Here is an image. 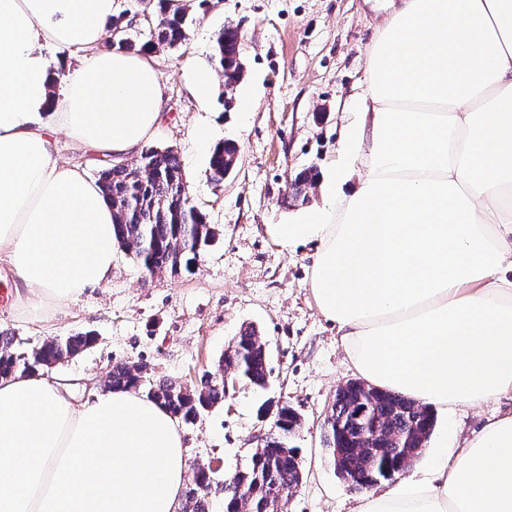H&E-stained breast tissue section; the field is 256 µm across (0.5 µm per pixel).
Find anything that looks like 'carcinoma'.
I'll return each instance as SVG.
<instances>
[{
  "instance_id": "carcinoma-1",
  "label": "carcinoma",
  "mask_w": 512,
  "mask_h": 512,
  "mask_svg": "<svg viewBox=\"0 0 512 512\" xmlns=\"http://www.w3.org/2000/svg\"><path fill=\"white\" fill-rule=\"evenodd\" d=\"M150 22L145 40L136 43L127 37L129 26L125 12H120L115 24L118 34L113 43L121 49L141 52L156 48L172 49L187 40L189 9L171 8V0H153L149 5ZM242 34L238 26L229 24L221 30L214 45L212 62L222 76L233 74L241 59ZM234 147L225 141L214 146L208 168V179L219 186L224 183L226 164ZM143 162L134 168L120 162H109L98 171V181L112 201L119 216L115 225L118 247L142 243L134 254L137 264L150 274L174 272L175 260L180 268L191 272L203 251L212 243L217 231L205 221V216L191 201L185 187L183 166L177 151L148 147L141 153ZM90 331L76 332L63 339H52L39 346L26 348L15 334L0 330V375L15 372L30 373L40 368L49 369L61 360L76 355L93 345ZM233 358L240 379L263 389L270 376L268 358L259 349V336L251 324L241 326L233 338ZM110 388L143 391L146 397L165 407L169 413L186 423L196 415L224 403V388L204 383L189 390L166 379L148 380L146 367L135 373L130 363L121 362L112 367ZM366 407L382 423V432L376 438L377 449L370 456L350 447L352 438L359 434L354 416ZM333 423L323 435V446L336 461L335 470L343 482L353 490L392 480L393 469L407 455L402 441L411 445L432 436L436 418L427 407L416 401L384 389L371 386L349 387L334 400ZM299 419L285 414L282 424L275 426L267 447L252 452L247 466L233 479L234 485L224 494V509L239 507L244 492L252 493L248 500L251 512H265L267 500L281 494L288 496L289 484L297 478V449L283 450V435L295 431ZM209 476L199 469L192 485L185 490V512H208L209 501L203 490Z\"/></svg>"
}]
</instances>
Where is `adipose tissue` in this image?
I'll use <instances>...</instances> for the list:
<instances>
[{
  "label": "adipose tissue",
  "mask_w": 512,
  "mask_h": 512,
  "mask_svg": "<svg viewBox=\"0 0 512 512\" xmlns=\"http://www.w3.org/2000/svg\"><path fill=\"white\" fill-rule=\"evenodd\" d=\"M118 0H0V264L40 318L112 277L116 218L57 132L138 153L164 106L150 51L106 47ZM74 49L50 62L48 47ZM342 150L362 168L277 225L358 376L444 412L512 394V0H391ZM183 435L160 404H83L43 372L0 377V512H179ZM358 512H512V412Z\"/></svg>",
  "instance_id": "ef3b65f1"
}]
</instances>
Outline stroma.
<instances>
[{
  "label": "stroma",
  "mask_w": 512,
  "mask_h": 512,
  "mask_svg": "<svg viewBox=\"0 0 512 512\" xmlns=\"http://www.w3.org/2000/svg\"><path fill=\"white\" fill-rule=\"evenodd\" d=\"M388 13V0H209L194 10L187 41L154 54L165 93L160 125L150 146L178 151L194 204L217 238L193 272L148 274L117 252L112 278L42 321L16 316L0 299V328L33 347L90 330L93 347L48 369L76 401L92 399L113 365H146L149 375L194 385L217 361L240 327L256 326L270 348L266 388L240 382L223 405L192 423H180L189 468L221 461L212 475L210 512H224L222 483L246 465L257 434L269 431L260 406L288 403L301 425L290 438L298 448L303 481L287 512H356L363 492L334 473L322 446L323 422L339 383L354 379L336 330L318 312L307 287L312 245L284 247L271 233L301 209L288 198L291 179L305 169L345 168L339 142L356 124L369 85L367 53ZM241 29L244 76L231 105L200 101L187 82L190 70L210 67L212 46L226 23ZM208 126L210 143L196 136ZM237 145L240 159L223 185L207 180L214 144ZM512 397L457 407L439 417L414 470L427 467L440 435L462 445Z\"/></svg>",
  "instance_id": "obj_1"
}]
</instances>
